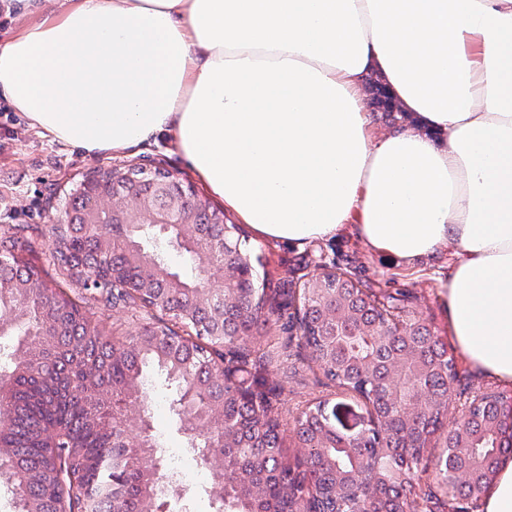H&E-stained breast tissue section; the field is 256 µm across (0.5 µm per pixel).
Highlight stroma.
Wrapping results in <instances>:
<instances>
[{
	"instance_id": "1",
	"label": "stroma",
	"mask_w": 512,
	"mask_h": 512,
	"mask_svg": "<svg viewBox=\"0 0 512 512\" xmlns=\"http://www.w3.org/2000/svg\"><path fill=\"white\" fill-rule=\"evenodd\" d=\"M133 162L159 164L177 173L184 182L197 186L199 195L207 193L179 152L173 135H163L123 157L109 153L86 154L63 147L28 129L19 113L0 101V228L11 224H33L44 229L36 264L47 285H54L58 279L54 266L48 262L49 253L55 248V239L48 230L63 222L59 196L69 193L71 188L79 185L83 176L97 168ZM250 255L254 266H265L277 280L292 278L302 267L312 270L333 262L374 290H410L415 297L417 312L427 319L440 339L448 337L441 288L448 273L447 255L405 269L367 252L350 234L303 247L254 242L250 245ZM264 377L282 391L279 410L289 458L298 456L293 421L316 398L329 397L343 403L348 408L344 419L351 424L368 412L363 401L327 386L306 348L294 347L290 352L274 355ZM147 395L150 430L159 439L164 453L183 472L178 482L183 496L171 499L169 512H214V505L206 493L209 479L205 477L193 447L194 434L184 428L172 410L178 392L164 371L156 369L149 373Z\"/></svg>"
}]
</instances>
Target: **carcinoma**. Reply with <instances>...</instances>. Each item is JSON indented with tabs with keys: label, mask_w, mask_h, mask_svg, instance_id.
<instances>
[{
	"label": "carcinoma",
	"mask_w": 512,
	"mask_h": 512,
	"mask_svg": "<svg viewBox=\"0 0 512 512\" xmlns=\"http://www.w3.org/2000/svg\"><path fill=\"white\" fill-rule=\"evenodd\" d=\"M373 102L386 118H407L377 79H368ZM64 247L51 252L60 270L77 266L87 245V233L97 235L109 251H131L146 229L134 227L124 237L112 238L109 224H63L57 227ZM41 230L32 224L0 232V340L10 341L7 371L0 400L9 419L0 428V473L10 482L15 512H62L88 505L94 512H159L164 496L166 464L151 434L133 447L117 410L132 397L145 399V368L151 364L166 372L180 391L178 412L185 417H213L212 430L199 435V452L225 454L238 481L224 487V497L208 486L214 512H374L375 499L357 493L366 470L391 484L381 490L389 512H433L430 503L443 496L454 512H478L480 503L457 496L454 471L477 466L476 477L496 473L494 453L499 440L494 425L508 396L477 392L461 403L466 416L459 434L447 437L434 464L433 486L416 491L419 474L429 468L430 444L440 431L448 408L456 366L439 337L414 309L410 293L377 295L341 269L323 274L316 286L298 276L301 304L323 317L294 334V289L276 282L269 273L252 270L254 288L243 289L239 303L224 305V296L203 292L205 302L224 311V327L199 325L175 310V295H166V313L172 342L162 337H127L115 350L97 328L89 325L83 303L91 300L112 307L121 300L138 313L142 301L127 292L112 293V278L128 274L105 257L96 288H84L82 302L65 297L74 281L59 280L48 288L41 269L33 263L41 246ZM275 324L277 336L266 327ZM306 339L318 353L319 368L336 388L355 391L373 406L388 428L371 431L364 448H343L336 437L327 402L319 398L294 421L296 438L308 454L292 462L280 441L279 392L261 382L269 349L291 346ZM404 351L417 359L414 381L430 385L434 399L426 411L405 420L399 416L411 386L389 393L369 367L389 361ZM213 359L234 366L236 379L223 391L195 383L198 369ZM252 391V414L243 417L237 385Z\"/></svg>",
	"instance_id": "obj_1"
}]
</instances>
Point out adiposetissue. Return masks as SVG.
<instances>
[{"mask_svg": "<svg viewBox=\"0 0 512 512\" xmlns=\"http://www.w3.org/2000/svg\"><path fill=\"white\" fill-rule=\"evenodd\" d=\"M0 100L121 155L165 133L260 242L354 229L408 268L447 253L448 334L512 383V0H10ZM375 72L420 119L378 135Z\"/></svg>", "mask_w": 512, "mask_h": 512, "instance_id": "adipose-tissue-1", "label": "adipose tissue"}]
</instances>
